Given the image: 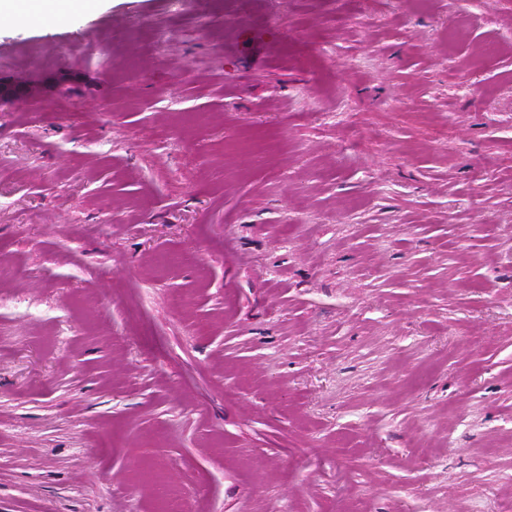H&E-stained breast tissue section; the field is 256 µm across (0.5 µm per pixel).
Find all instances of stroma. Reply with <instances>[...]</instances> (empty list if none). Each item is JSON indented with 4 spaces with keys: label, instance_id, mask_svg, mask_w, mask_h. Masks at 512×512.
I'll return each instance as SVG.
<instances>
[{
    "label": "stroma",
    "instance_id": "1",
    "mask_svg": "<svg viewBox=\"0 0 512 512\" xmlns=\"http://www.w3.org/2000/svg\"><path fill=\"white\" fill-rule=\"evenodd\" d=\"M0 512H512V0L0 21Z\"/></svg>",
    "mask_w": 512,
    "mask_h": 512
}]
</instances>
